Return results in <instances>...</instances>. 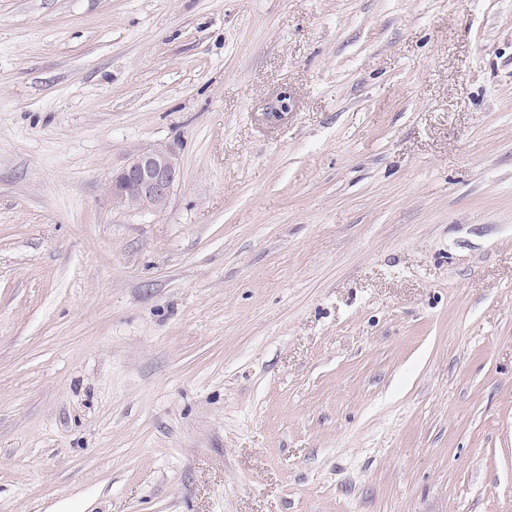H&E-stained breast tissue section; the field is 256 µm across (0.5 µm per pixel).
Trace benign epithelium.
<instances>
[{
	"instance_id": "obj_1",
	"label": "benign epithelium",
	"mask_w": 512,
	"mask_h": 512,
	"mask_svg": "<svg viewBox=\"0 0 512 512\" xmlns=\"http://www.w3.org/2000/svg\"><path fill=\"white\" fill-rule=\"evenodd\" d=\"M180 164L176 154L166 148L138 150L112 171L109 191L115 205L140 210L148 204L162 210L174 191Z\"/></svg>"
}]
</instances>
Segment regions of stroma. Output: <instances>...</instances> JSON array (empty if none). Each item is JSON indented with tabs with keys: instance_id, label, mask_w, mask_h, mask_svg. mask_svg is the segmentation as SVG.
<instances>
[{
	"instance_id": "stroma-1",
	"label": "stroma",
	"mask_w": 512,
	"mask_h": 512,
	"mask_svg": "<svg viewBox=\"0 0 512 512\" xmlns=\"http://www.w3.org/2000/svg\"><path fill=\"white\" fill-rule=\"evenodd\" d=\"M0 512H512V0H0ZM180 164L173 151L162 147L138 150L112 172L109 191L115 205L129 210H162L174 191Z\"/></svg>"
}]
</instances>
